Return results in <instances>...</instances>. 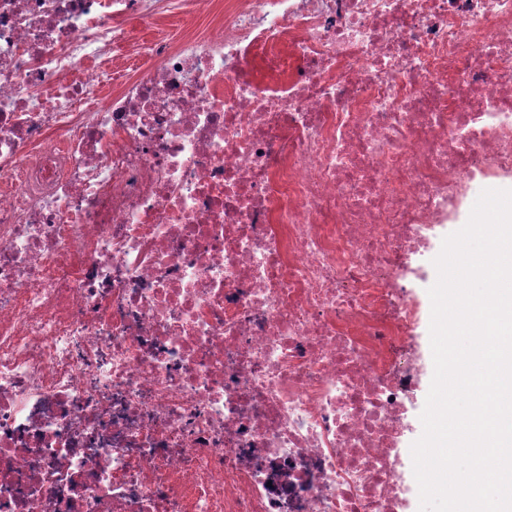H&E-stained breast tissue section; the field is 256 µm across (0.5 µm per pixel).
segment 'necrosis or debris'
<instances>
[{"instance_id": "4bbe7bcc", "label": "necrosis or debris", "mask_w": 512, "mask_h": 512, "mask_svg": "<svg viewBox=\"0 0 512 512\" xmlns=\"http://www.w3.org/2000/svg\"><path fill=\"white\" fill-rule=\"evenodd\" d=\"M178 8L0 0V512H404L409 279L512 176V0L129 42Z\"/></svg>"}]
</instances>
